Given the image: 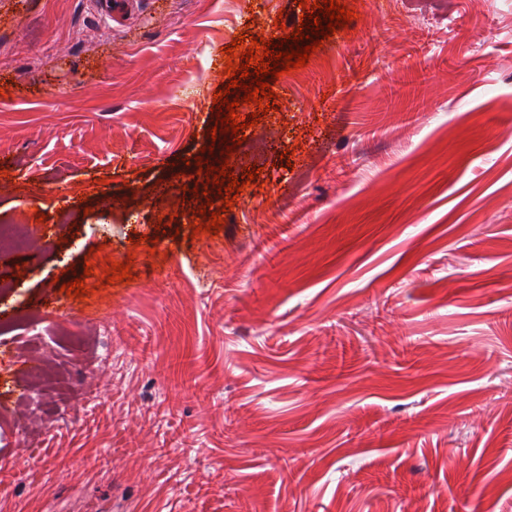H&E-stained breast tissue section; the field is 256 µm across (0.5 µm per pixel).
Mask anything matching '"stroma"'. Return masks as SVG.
Returning <instances> with one entry per match:
<instances>
[{"label": "stroma", "mask_w": 512, "mask_h": 512, "mask_svg": "<svg viewBox=\"0 0 512 512\" xmlns=\"http://www.w3.org/2000/svg\"><path fill=\"white\" fill-rule=\"evenodd\" d=\"M298 2L0 0V512H512V0H342L224 159Z\"/></svg>", "instance_id": "35a3bbf8"}]
</instances>
